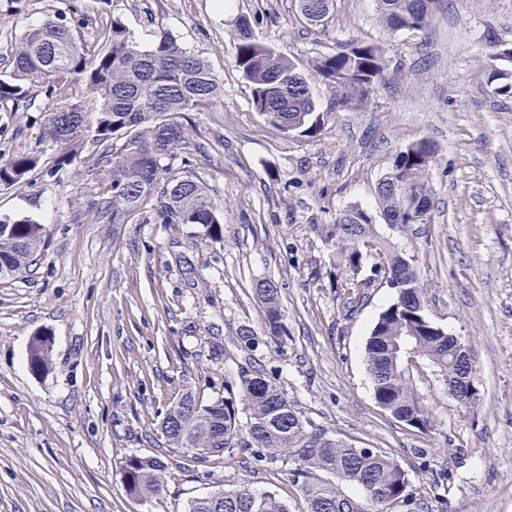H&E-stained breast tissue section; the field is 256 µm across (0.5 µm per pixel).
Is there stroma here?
<instances>
[{"label":"stroma","mask_w":512,"mask_h":512,"mask_svg":"<svg viewBox=\"0 0 512 512\" xmlns=\"http://www.w3.org/2000/svg\"><path fill=\"white\" fill-rule=\"evenodd\" d=\"M86 39L120 17L142 40L164 28L202 54L224 93L192 115L205 144L191 168L224 211V237L191 243L185 225L143 215L96 222L88 205L108 176L93 145L77 165L0 189V217L46 227L31 271L0 279V512H182L188 500L246 483L291 507L286 469L234 451L204 464L168 447L160 423L186 389L223 394L231 368L212 361L244 325L261 331L256 282L279 288L288 334L253 352L302 415L359 448L391 455L409 480L392 512H512V98L492 68L512 71V0H439L433 24L389 32L376 0H335L322 27L297 0H69ZM57 0H0V74L31 25ZM307 78L323 116L311 137L289 136L256 111L235 63L239 17ZM379 46L388 72L365 110H333L315 57L350 43ZM497 60H490V53ZM51 106L35 87L0 102V156L30 148ZM430 141L433 206L405 239L430 319L470 349L476 402L460 405L436 369L414 362L413 386L434 425L421 433L377 404L365 340L394 293L372 279L349 302L342 271L311 227L346 207L376 210L375 187L395 154ZM53 339L52 366L34 373L32 336ZM168 465L166 492L129 495L130 455Z\"/></svg>","instance_id":"stroma-1"}]
</instances>
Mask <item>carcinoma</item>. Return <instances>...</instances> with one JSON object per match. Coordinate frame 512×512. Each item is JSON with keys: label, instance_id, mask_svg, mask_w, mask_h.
Masks as SVG:
<instances>
[{"label": "carcinoma", "instance_id": "carcinoma-1", "mask_svg": "<svg viewBox=\"0 0 512 512\" xmlns=\"http://www.w3.org/2000/svg\"><path fill=\"white\" fill-rule=\"evenodd\" d=\"M306 23L318 27L328 19L334 0H298ZM437 0H378L380 16L391 31H414L429 25ZM235 63L250 84L253 104L271 125L288 135L317 133L320 113L306 77L274 47L258 40L249 19L233 31ZM318 78L332 92L338 110H364L370 89L383 78L386 61L374 45L352 43L314 61ZM497 94L512 97V76L493 71ZM81 83L92 99L74 100L66 87ZM54 102L38 145L0 158V187L22 183L40 167L46 142L56 148L52 164L72 166L82 142L97 146L94 165L109 175L102 186L101 218L131 224L150 212L158 224L198 227L190 239L224 238V214L212 202L205 184L189 168V155L201 149L187 117L204 112L223 95L220 79L207 59L186 49L171 32L159 29L145 43L118 17L101 29L96 43L82 38L58 13L46 15L26 30L12 57V69L0 75V102L24 98L35 85ZM433 148L427 141L401 149L376 187L378 212L352 205L334 224L312 230L331 246L334 262L349 272L344 281L350 299L364 295L369 283L359 278L369 253L381 255L389 276L406 272L405 250L381 236L377 218L403 237L415 224L418 208L431 209L429 167ZM181 161L182 170L173 167ZM45 225L29 216L0 219V279L29 270L45 245ZM262 312L263 340L243 326L238 343L252 351L259 343L282 342L287 333L279 290L271 280L256 283ZM53 339L32 337L29 364L35 372L51 366ZM420 357L436 368L458 401L474 399L472 364L457 339L438 332L426 314L422 289L401 306L389 305L378 315L365 342L368 377L376 402L395 419L419 431L431 427L429 413L414 391L408 362ZM237 379L224 384V395L204 400L187 391L172 401L161 422L171 448L198 463L236 450L252 451L272 468L286 467L299 487L300 512H390L407 499L408 479L401 465L375 448H355L312 425L293 401L262 370L237 365ZM167 465L156 457L131 455L124 467L128 493L141 501L165 492ZM351 487L360 496L346 493ZM223 512H292L271 492L247 484L223 491Z\"/></svg>", "mask_w": 512, "mask_h": 512}]
</instances>
